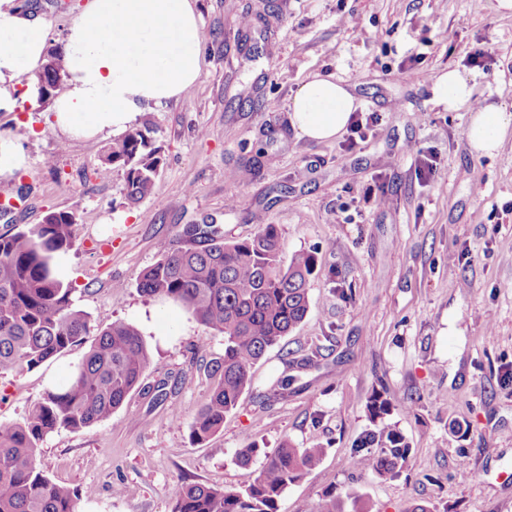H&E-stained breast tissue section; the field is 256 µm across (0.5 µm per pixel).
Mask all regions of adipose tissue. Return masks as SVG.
<instances>
[{"instance_id":"1","label":"adipose tissue","mask_w":512,"mask_h":512,"mask_svg":"<svg viewBox=\"0 0 512 512\" xmlns=\"http://www.w3.org/2000/svg\"><path fill=\"white\" fill-rule=\"evenodd\" d=\"M50 24L0 0V112L15 111L18 86L34 76L47 55ZM202 21L196 0H87L68 29L64 45L66 88L51 111L70 139L118 135L141 112L179 100L201 75ZM474 86L451 70L437 80L436 103L470 110L465 137L482 155L496 153L512 132V112L490 103L471 108ZM357 108L355 97L332 77L315 75L299 85L288 106L297 136L313 142L336 139Z\"/></svg>"}]
</instances>
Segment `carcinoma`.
Returning a JSON list of instances; mask_svg holds the SVG:
<instances>
[{"label": "carcinoma", "mask_w": 512, "mask_h": 512, "mask_svg": "<svg viewBox=\"0 0 512 512\" xmlns=\"http://www.w3.org/2000/svg\"><path fill=\"white\" fill-rule=\"evenodd\" d=\"M52 80L64 78L63 48L47 54ZM162 163L159 149L137 129L112 142L99 174L115 166L126 173L127 197L149 196ZM70 213L52 211L39 224L0 235V373L30 370L64 350L90 343L72 378L47 391L19 423H0V512H77L78 492L46 477L37 466L39 442L58 429L79 430L112 417L139 384L149 351L138 329L124 322L91 326L73 305L72 288L54 274L55 255L74 245ZM315 257L282 259L278 228L227 243L219 224H187L177 247L138 277L141 293L172 301L207 330L224 336V356L212 363L214 386L191 426L202 442L224 425L252 386L251 369L266 351L292 332L310 308ZM370 427L353 448L357 466L381 478L401 472L410 443L390 422L394 404L375 389L366 404ZM323 448H297L285 441L242 489L176 483L171 512H279L288 485L319 465Z\"/></svg>", "instance_id": "cac0c4a2"}]
</instances>
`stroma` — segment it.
<instances>
[{"label": "stroma", "mask_w": 512, "mask_h": 512, "mask_svg": "<svg viewBox=\"0 0 512 512\" xmlns=\"http://www.w3.org/2000/svg\"><path fill=\"white\" fill-rule=\"evenodd\" d=\"M51 23L50 46L87 0H19ZM497 0H198L208 37L202 73L179 101L142 112L163 165L152 193L126 197L125 176L98 177L113 142L64 137L48 107L0 112L25 168L0 177V235L73 212L71 298L92 326L138 327L150 363L111 418L57 430L37 462L79 492L78 512H170L178 480L248 484L283 442L321 446L319 467L288 486L280 512H316L324 492L373 512H512V137L492 156L470 151L466 112L436 106L437 78L455 69L474 99L512 110V12ZM344 81L368 138L295 136L287 104L312 74ZM433 159L418 170L416 151ZM221 224L224 239L276 225L284 258L313 254L311 307L252 368L253 385L202 443L191 424L213 386L222 335L180 306L144 296L137 276L187 224ZM456 264H449V256ZM87 352L0 373V423L23 421L62 387ZM290 377L287 396L278 378ZM411 445L399 477L355 467L372 389ZM466 426L465 434L450 425ZM260 453L249 465L240 449ZM121 494H114V487Z\"/></svg>", "instance_id": "35a3bbf8"}]
</instances>
